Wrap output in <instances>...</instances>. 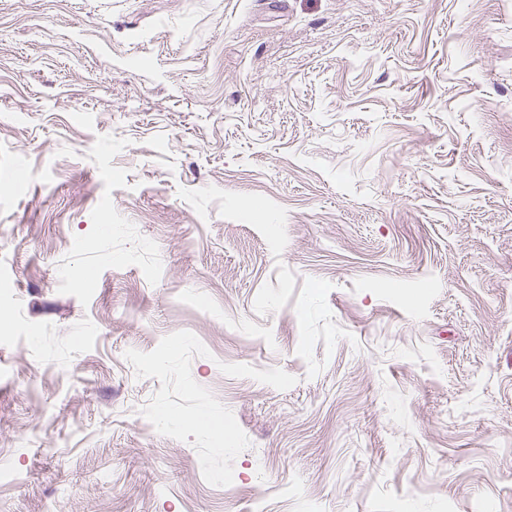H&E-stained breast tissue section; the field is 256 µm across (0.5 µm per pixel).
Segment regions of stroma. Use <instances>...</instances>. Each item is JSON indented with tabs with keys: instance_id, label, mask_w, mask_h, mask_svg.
Instances as JSON below:
<instances>
[{
	"instance_id": "35a3bbf8",
	"label": "stroma",
	"mask_w": 512,
	"mask_h": 512,
	"mask_svg": "<svg viewBox=\"0 0 512 512\" xmlns=\"http://www.w3.org/2000/svg\"><path fill=\"white\" fill-rule=\"evenodd\" d=\"M0 512H512V0H0Z\"/></svg>"
}]
</instances>
